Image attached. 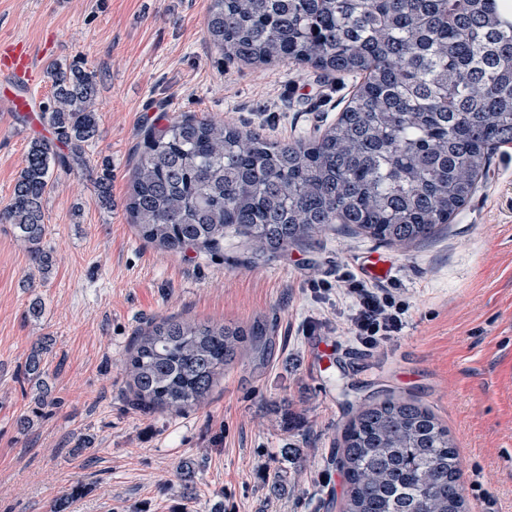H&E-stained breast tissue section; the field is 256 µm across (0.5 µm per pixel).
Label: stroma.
<instances>
[{"mask_svg": "<svg viewBox=\"0 0 512 512\" xmlns=\"http://www.w3.org/2000/svg\"><path fill=\"white\" fill-rule=\"evenodd\" d=\"M208 7L0 0V45L26 42L42 70L81 63L96 75L99 108L87 169L55 170L44 202L48 278L31 273L0 222V512H50L76 485L70 512H210L218 502L224 512H341L342 428L360 404L388 396L447 425L472 512H512V144L494 151L451 223L408 248L334 224L278 253L236 235L215 253L164 252L139 239L127 210L145 128L226 117L290 142L325 130L355 87L310 66L221 58ZM52 135L37 109L0 112V209L30 142ZM105 172L108 205L96 188ZM373 252L391 258L383 284L408 312L399 336L368 350L336 316V283L360 275ZM167 316L261 324L267 342L226 367L205 406L145 413L131 404L122 362L137 332ZM42 339L57 405L36 416L21 370ZM284 448L300 449L303 468ZM185 460L196 465L194 502L182 495Z\"/></svg>", "mask_w": 512, "mask_h": 512, "instance_id": "stroma-1", "label": "stroma"}]
</instances>
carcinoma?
Masks as SVG:
<instances>
[{"label": "carcinoma", "mask_w": 512, "mask_h": 512, "mask_svg": "<svg viewBox=\"0 0 512 512\" xmlns=\"http://www.w3.org/2000/svg\"><path fill=\"white\" fill-rule=\"evenodd\" d=\"M210 42L228 59L294 61L362 77L318 136L272 140L231 119L184 116L145 131L128 212L139 237L179 253L214 252L224 236L263 252L346 224L400 248L432 237L473 196L491 151L512 143V5L507 0H211ZM42 118L57 141L30 142L0 221L13 225L40 276L52 174L86 167L98 136L95 74L46 69ZM262 335L176 316L154 321L125 359L132 406L180 414L206 404L224 367ZM45 341L24 375H43ZM342 512H470L448 427L415 401L365 403L344 425ZM196 498L195 467L180 466ZM74 486L51 512H67Z\"/></svg>", "instance_id": "1"}]
</instances>
